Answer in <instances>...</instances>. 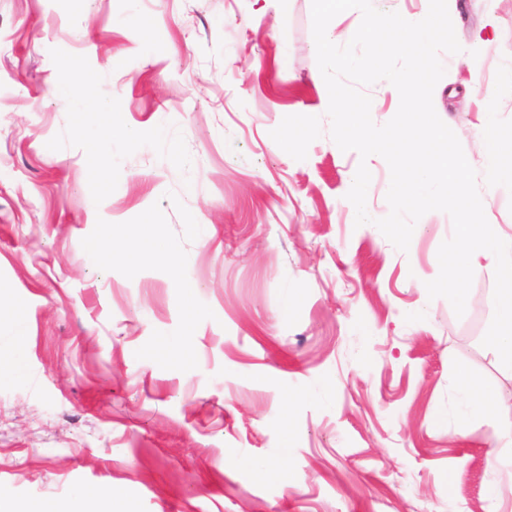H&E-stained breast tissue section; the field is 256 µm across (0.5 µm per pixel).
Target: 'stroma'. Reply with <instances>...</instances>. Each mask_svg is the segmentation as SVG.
Masks as SVG:
<instances>
[{
    "mask_svg": "<svg viewBox=\"0 0 512 512\" xmlns=\"http://www.w3.org/2000/svg\"><path fill=\"white\" fill-rule=\"evenodd\" d=\"M311 3L0 0V512H512L498 420L458 421L465 374L512 408L495 268L456 316L425 288L449 215L405 252L376 227L390 170L330 137ZM448 10L433 105L512 234L483 141L512 5ZM133 228L165 243L134 269Z\"/></svg>",
    "mask_w": 512,
    "mask_h": 512,
    "instance_id": "stroma-1",
    "label": "stroma"
}]
</instances>
